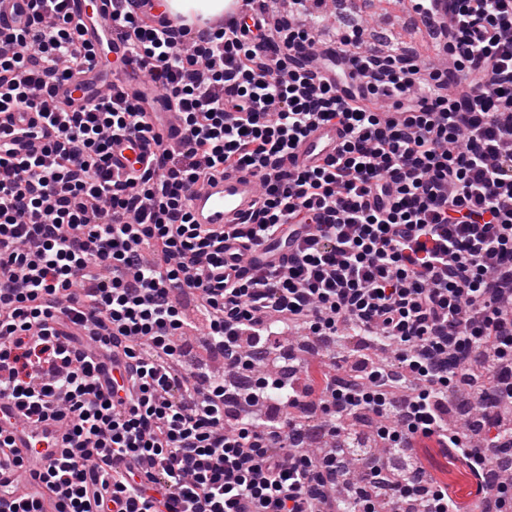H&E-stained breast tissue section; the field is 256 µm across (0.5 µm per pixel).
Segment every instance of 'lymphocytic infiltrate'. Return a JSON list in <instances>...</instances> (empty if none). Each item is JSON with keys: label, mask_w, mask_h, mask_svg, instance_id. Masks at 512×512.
I'll list each match as a JSON object with an SVG mask.
<instances>
[{"label": "lymphocytic infiltrate", "mask_w": 512, "mask_h": 512, "mask_svg": "<svg viewBox=\"0 0 512 512\" xmlns=\"http://www.w3.org/2000/svg\"><path fill=\"white\" fill-rule=\"evenodd\" d=\"M68 0H33L25 28L0 36V113L35 111L0 155V398L14 424L52 421L65 445L24 472L0 431V463L29 483L0 484V512H461L412 444L435 438L498 487L512 451L499 406L512 401V0H411L450 64L359 34L316 42L297 24L311 0H248L254 27L223 15L160 31L114 13L129 60L172 97L183 136L152 169L113 180L114 141L151 127L115 92L87 108L55 97L96 56L78 45ZM398 117L382 118L384 103ZM344 139L322 166L287 161L316 123ZM41 140L18 154L14 144ZM261 182L252 222L192 223L188 194L227 171ZM278 238L283 263L231 274L224 244ZM154 249L144 259L141 249ZM189 292L224 355L216 374L176 379ZM330 342L350 333L390 351L323 391L328 455L309 430L260 403L303 400L255 368L280 328ZM360 458L352 508L330 496Z\"/></svg>", "instance_id": "1"}]
</instances>
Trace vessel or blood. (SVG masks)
<instances>
[{"label":"vessel or blood","mask_w":512,"mask_h":512,"mask_svg":"<svg viewBox=\"0 0 512 512\" xmlns=\"http://www.w3.org/2000/svg\"><path fill=\"white\" fill-rule=\"evenodd\" d=\"M73 26L80 43L96 47L97 55L89 72L61 84L57 92L71 98L74 106H87L112 89V71L121 69L122 86L130 96L138 97L148 123L164 142L173 143L180 137V127L175 118L172 102L158 87L145 82L137 66L125 63L124 44L115 34L116 22L112 18V0H68ZM31 13V0H0V27H24ZM140 15L153 27L164 30L176 26L180 15L158 0H144ZM344 132L333 123L317 125L299 143L288 161L292 170H305L318 166L335 154ZM154 145L140 137L132 136L112 146V176L126 179L140 173L146 166ZM260 193L258 177L248 172H228L215 177L202 188L193 190L188 199L194 223L207 227H224L238 224L249 217ZM287 248L272 239L256 249L235 255L239 273L249 275L258 269L278 263ZM15 446L29 468H39L45 463L44 451L59 448L62 443L60 428L51 421L25 428L15 434Z\"/></svg>","instance_id":"vessel-or-blood-1"}]
</instances>
